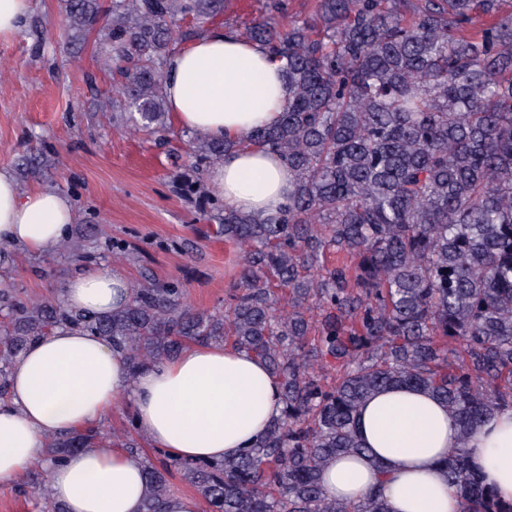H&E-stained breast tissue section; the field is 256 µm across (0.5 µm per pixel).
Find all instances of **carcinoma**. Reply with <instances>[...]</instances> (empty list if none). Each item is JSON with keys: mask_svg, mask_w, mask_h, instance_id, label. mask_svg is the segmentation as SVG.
Listing matches in <instances>:
<instances>
[{"mask_svg": "<svg viewBox=\"0 0 512 512\" xmlns=\"http://www.w3.org/2000/svg\"><path fill=\"white\" fill-rule=\"evenodd\" d=\"M63 12L69 44L95 34L112 77L100 112L121 108L166 145L167 57L224 0H63ZM239 35L282 63L293 96L277 123L242 140L190 138L173 175L237 250L230 302L199 311L183 283L146 272L106 316L1 289L0 398L14 359L58 327L108 338L133 374L189 343L246 350L279 384L281 417L237 457L146 462L143 512H165L176 474L206 512H387L379 491L350 503L321 487L332 459L368 452L357 432L364 401L423 389L455 415L463 441L512 408V12L501 0H318L311 21H260ZM239 146L272 151L293 173L278 213L228 210L210 189L206 171ZM328 251L355 263L315 272ZM319 362L336 368L332 383L310 372ZM102 439L75 430L46 448L58 463ZM142 441L127 417L121 447L138 454ZM446 469L464 512H512L464 453Z\"/></svg>", "mask_w": 512, "mask_h": 512, "instance_id": "carcinoma-1", "label": "carcinoma"}]
</instances>
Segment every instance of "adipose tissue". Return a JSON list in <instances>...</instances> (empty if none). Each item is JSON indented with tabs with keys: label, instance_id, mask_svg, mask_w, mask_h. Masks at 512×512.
I'll return each mask as SVG.
<instances>
[{
	"label": "adipose tissue",
	"instance_id": "ef3b65f1",
	"mask_svg": "<svg viewBox=\"0 0 512 512\" xmlns=\"http://www.w3.org/2000/svg\"><path fill=\"white\" fill-rule=\"evenodd\" d=\"M163 85L180 127L218 139L237 140L273 123L292 97L267 48L220 27L169 56ZM208 181L226 208L262 216L283 208L294 188L287 165L254 148L226 153ZM74 221L67 196L49 187L21 190L14 172L0 167L1 246L45 251L67 236ZM130 294L117 267H86L62 289L69 308L98 316L124 307ZM126 399L139 433L186 462L237 456L283 411L278 385L254 354L191 344L134 375L111 341L58 328L12 365L8 395L0 400V483L44 460L49 437L94 425ZM358 431L365 453L331 460L321 472L329 498L356 503L379 489L388 512H463L444 468L462 446L496 496L512 501V409L476 427L463 444L444 404L420 389L394 388L364 403ZM145 466L142 456L106 440L50 465L48 486L66 512H142Z\"/></svg>",
	"mask_w": 512,
	"mask_h": 512
}]
</instances>
